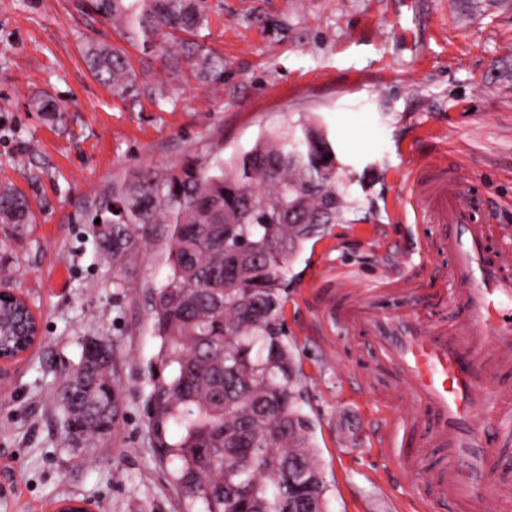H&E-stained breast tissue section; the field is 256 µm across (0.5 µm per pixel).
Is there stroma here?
<instances>
[{
	"label": "stroma",
	"instance_id": "obj_1",
	"mask_svg": "<svg viewBox=\"0 0 512 512\" xmlns=\"http://www.w3.org/2000/svg\"><path fill=\"white\" fill-rule=\"evenodd\" d=\"M204 42L224 80L174 73L83 0H0V186L24 193V232L0 224V286L28 302L40 341L0 367V512H55L65 498L92 512H201L173 478L148 421L149 365L160 341L151 297L165 279L168 239L155 231L137 264L114 272L92 220L101 196L199 157L228 159L265 131L314 118L349 182L352 209L307 241L288 268L281 320L301 379L303 411L328 512H416L396 471L370 443L388 416L352 382L366 347L320 343L322 295L425 280L416 254L420 188L441 168L472 181L512 225V0H205ZM121 49L139 84L166 100L114 95L84 51ZM47 98L59 107L45 114ZM122 287H113V279ZM112 342V433L62 443L52 404L80 342Z\"/></svg>",
	"mask_w": 512,
	"mask_h": 512
}]
</instances>
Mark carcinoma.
Segmentation results:
<instances>
[{
  "label": "carcinoma",
  "mask_w": 512,
  "mask_h": 512,
  "mask_svg": "<svg viewBox=\"0 0 512 512\" xmlns=\"http://www.w3.org/2000/svg\"><path fill=\"white\" fill-rule=\"evenodd\" d=\"M85 9L118 24L144 51L164 49L171 68L186 60L207 82L224 71L201 43L188 55L166 46L172 32L208 26L200 0H86ZM95 76L136 97L122 51L88 50ZM336 152L311 122L285 125L224 161L196 159L164 179L112 188L99 205L98 244L112 265H131L158 224L169 229V272L152 297L161 340L149 393V423L159 447L177 460L175 479L191 486L204 512H286L290 459L325 497L297 394L298 375L279 323L288 264L304 242L351 208L339 185ZM32 223L26 198L0 190V224ZM81 395L77 404L63 391ZM112 343L83 339L77 368L55 389L63 434L89 447L112 433ZM174 425L180 438L165 440ZM245 446L236 457L224 449Z\"/></svg>",
  "instance_id": "cac0c4a2"
}]
</instances>
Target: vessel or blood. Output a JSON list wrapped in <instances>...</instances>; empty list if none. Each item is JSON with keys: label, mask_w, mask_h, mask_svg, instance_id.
Here are the masks:
<instances>
[{"label": "vessel or blood", "mask_w": 512, "mask_h": 512, "mask_svg": "<svg viewBox=\"0 0 512 512\" xmlns=\"http://www.w3.org/2000/svg\"><path fill=\"white\" fill-rule=\"evenodd\" d=\"M424 215L444 227L440 249L450 265L431 277L446 287L404 281L395 313L380 311L374 296L350 294L327 302L322 321L369 346L373 368L359 390L411 406L409 415L383 419L373 440L388 463L416 472L409 495L421 512H457L465 501L512 512V482L498 457L512 442V411L499 404L512 372V226L453 176L439 179ZM449 309L458 314L452 325L444 321Z\"/></svg>", "instance_id": "obj_1"}]
</instances>
